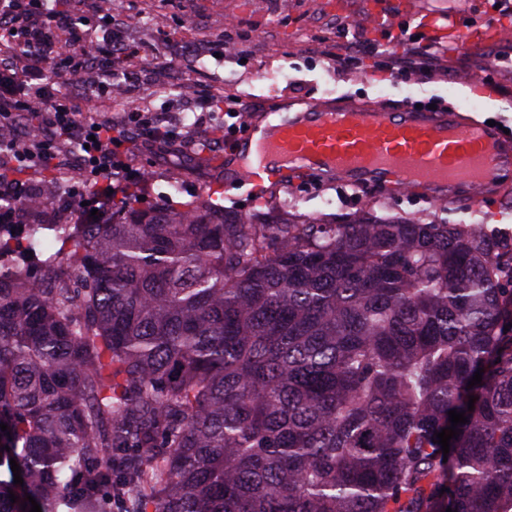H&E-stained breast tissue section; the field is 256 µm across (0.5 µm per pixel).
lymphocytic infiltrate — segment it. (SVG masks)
Returning <instances> with one entry per match:
<instances>
[{
	"label": "lymphocytic infiltrate",
	"mask_w": 512,
	"mask_h": 512,
	"mask_svg": "<svg viewBox=\"0 0 512 512\" xmlns=\"http://www.w3.org/2000/svg\"><path fill=\"white\" fill-rule=\"evenodd\" d=\"M400 46L395 52L369 42L345 62L353 66L361 57L381 58L384 71L402 81L436 69L440 56L426 38L407 32ZM140 55L121 29L92 43L67 16L49 10L47 0H0V224L20 223L31 212L38 194L20 175L61 168L59 149L65 140L74 145L81 169L106 183L104 192L85 201L69 194L65 209L82 208L108 224L113 199L146 184L148 172L135 166L134 146L177 140L180 125L139 102L114 121L87 119L79 103L61 90L63 81L93 70L133 83L130 64Z\"/></svg>",
	"instance_id": "f902f5d3"
}]
</instances>
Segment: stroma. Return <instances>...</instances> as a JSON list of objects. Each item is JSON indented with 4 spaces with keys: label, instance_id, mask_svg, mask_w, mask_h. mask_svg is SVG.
<instances>
[{
    "label": "stroma",
    "instance_id": "1",
    "mask_svg": "<svg viewBox=\"0 0 512 512\" xmlns=\"http://www.w3.org/2000/svg\"><path fill=\"white\" fill-rule=\"evenodd\" d=\"M88 10L82 0H50L54 11L81 20L91 40H99L111 22H119L128 43L145 48L134 97L145 98L152 110L179 120L183 142L166 154L140 151L138 166L150 173L141 189L140 207L168 201L206 198L209 189L223 183L224 173L214 162L223 149L203 151L195 144L197 130L189 115L190 99L203 89H229L243 104L262 112L267 99L281 105L290 101L356 99L378 100L393 111L415 107L433 98L441 107L468 112L499 122L512 131V37L492 40L478 48L446 46L447 69L428 77L394 81L375 72L342 66L340 56L370 39L367 0H96ZM240 21L250 35L247 57L225 51L221 38L227 19ZM165 37H158L157 29ZM489 71L491 84L473 89L469 81ZM275 72L267 85L260 72ZM185 84L172 91L173 81ZM67 95L93 98L94 117L111 118L122 111L126 98L85 80L63 83ZM225 208L250 214L274 209L299 224H333L347 216L372 210L380 215L422 218L429 223L482 224L512 236V198L488 197L446 203L425 193L397 192L387 183L354 186L340 179L313 174L288 177L279 185L252 193L232 187L223 193Z\"/></svg>",
    "mask_w": 512,
    "mask_h": 512
}]
</instances>
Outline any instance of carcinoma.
Masks as SVG:
<instances>
[{"label": "carcinoma", "instance_id": "1", "mask_svg": "<svg viewBox=\"0 0 512 512\" xmlns=\"http://www.w3.org/2000/svg\"><path fill=\"white\" fill-rule=\"evenodd\" d=\"M115 213L0 224V512H512V241Z\"/></svg>", "mask_w": 512, "mask_h": 512}]
</instances>
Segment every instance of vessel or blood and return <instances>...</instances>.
<instances>
[{"label":"vessel or blood","instance_id":"1","mask_svg":"<svg viewBox=\"0 0 512 512\" xmlns=\"http://www.w3.org/2000/svg\"><path fill=\"white\" fill-rule=\"evenodd\" d=\"M416 25L429 39L475 47L488 36L480 26L441 23L421 13L415 0H401L388 19L391 36ZM270 125L251 122L246 138L252 159L231 178L263 189L287 173H315L360 185L384 180L422 188L442 200L464 190L512 191V136L467 112H390L373 104L323 105L282 112L270 100Z\"/></svg>","mask_w":512,"mask_h":512}]
</instances>
